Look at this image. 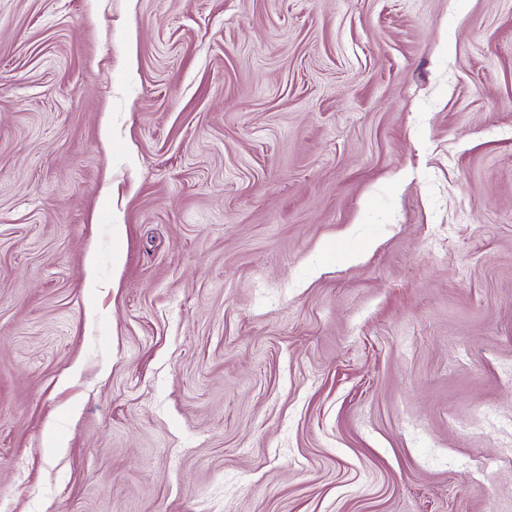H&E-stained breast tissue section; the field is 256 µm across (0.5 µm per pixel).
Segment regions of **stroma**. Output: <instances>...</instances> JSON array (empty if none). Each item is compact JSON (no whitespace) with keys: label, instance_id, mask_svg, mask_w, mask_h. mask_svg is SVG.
Segmentation results:
<instances>
[{"label":"stroma","instance_id":"1","mask_svg":"<svg viewBox=\"0 0 512 512\" xmlns=\"http://www.w3.org/2000/svg\"><path fill=\"white\" fill-rule=\"evenodd\" d=\"M0 512H512V0H0Z\"/></svg>","mask_w":512,"mask_h":512}]
</instances>
